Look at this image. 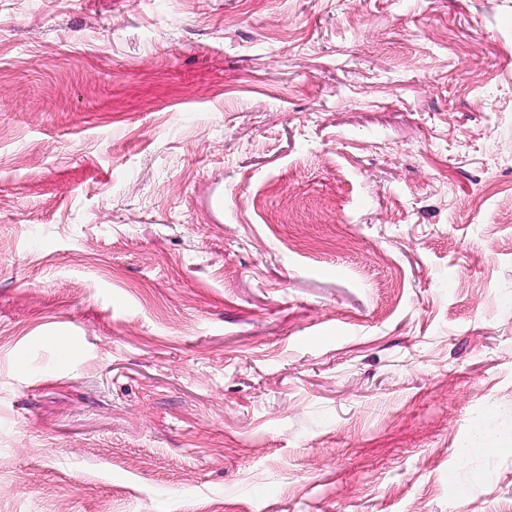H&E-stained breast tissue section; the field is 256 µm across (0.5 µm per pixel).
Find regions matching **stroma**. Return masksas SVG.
<instances>
[{"label": "stroma", "instance_id": "35a3bbf8", "mask_svg": "<svg viewBox=\"0 0 512 512\" xmlns=\"http://www.w3.org/2000/svg\"><path fill=\"white\" fill-rule=\"evenodd\" d=\"M512 512V0H0V512Z\"/></svg>", "mask_w": 512, "mask_h": 512}]
</instances>
